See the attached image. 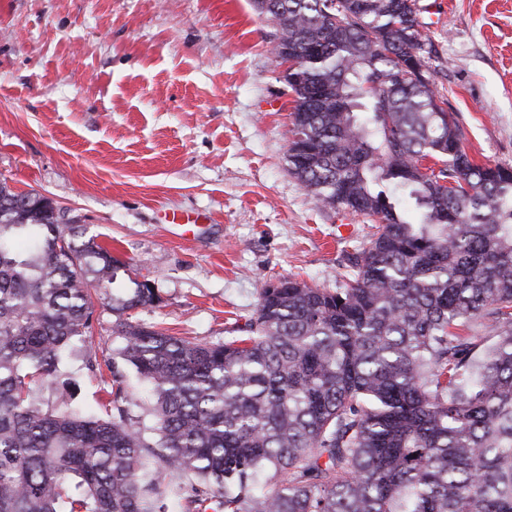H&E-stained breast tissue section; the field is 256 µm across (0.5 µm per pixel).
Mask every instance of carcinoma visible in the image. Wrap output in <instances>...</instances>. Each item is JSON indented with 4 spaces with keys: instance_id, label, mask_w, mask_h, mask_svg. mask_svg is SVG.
<instances>
[{
    "instance_id": "carcinoma-1",
    "label": "carcinoma",
    "mask_w": 512,
    "mask_h": 512,
    "mask_svg": "<svg viewBox=\"0 0 512 512\" xmlns=\"http://www.w3.org/2000/svg\"><path fill=\"white\" fill-rule=\"evenodd\" d=\"M297 66L288 167L377 220L334 288H262L246 336L196 342L112 295L104 414L43 391L127 264L0 183V512H512V167L477 164L435 91L417 0H251ZM348 27L336 38V24Z\"/></svg>"
}]
</instances>
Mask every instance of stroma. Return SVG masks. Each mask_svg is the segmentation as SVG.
<instances>
[{
  "instance_id": "obj_1",
  "label": "stroma",
  "mask_w": 512,
  "mask_h": 512,
  "mask_svg": "<svg viewBox=\"0 0 512 512\" xmlns=\"http://www.w3.org/2000/svg\"><path fill=\"white\" fill-rule=\"evenodd\" d=\"M462 147L512 166V0H417ZM250 0H0V181L50 198L162 301L134 320L200 342L245 333L266 283L335 287L369 219L289 172L292 99ZM108 305L86 354L115 357ZM57 396L95 410L113 373L68 360Z\"/></svg>"
}]
</instances>
